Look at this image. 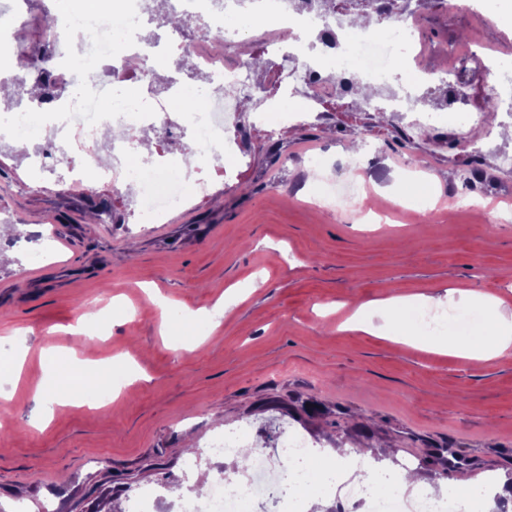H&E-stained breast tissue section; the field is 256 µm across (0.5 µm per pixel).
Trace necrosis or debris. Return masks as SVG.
Wrapping results in <instances>:
<instances>
[{
  "instance_id": "necrosis-or-debris-1",
  "label": "necrosis or debris",
  "mask_w": 512,
  "mask_h": 512,
  "mask_svg": "<svg viewBox=\"0 0 512 512\" xmlns=\"http://www.w3.org/2000/svg\"><path fill=\"white\" fill-rule=\"evenodd\" d=\"M169 11L206 19V33L193 50L192 68L205 74L204 89L209 98L204 108L191 113L171 110L166 99L180 94L175 82H168L163 93L148 91L145 105L131 106L125 112L108 111L103 103L100 83L89 79L77 97L54 96L46 112L45 142L32 155V161L61 171L70 187L87 188L88 174H95L113 190L135 186L147 220L161 221L167 210L187 199L193 187H206L205 179L190 181L188 173L177 163L154 158L140 161L130 157L127 140L113 139L106 151L98 149L101 128H147L166 138H175L185 128H192L196 150L193 170L200 172L212 164L234 157L229 137L237 119V102L250 89V66L238 52L234 34L224 29L225 14L249 6L253 11H267L273 22L255 28L254 37L271 50H279L287 34L294 29L313 28L315 14L292 9L289 0H165ZM124 19L122 31H115L109 16L93 14L97 38L89 48L104 64L107 76L119 77L126 71L129 59L142 64L143 74H151V62L177 38L176 29L158 25L155 35L142 39L138 30L145 20V0H117ZM414 32L404 23L390 25L384 35L359 33L349 44H336L329 49L323 71H309L304 76L309 100L315 101L337 92H346L358 78L374 84L393 79H408L418 85L419 75L410 70L414 49ZM404 318L423 336L469 335L473 318L463 312L451 314L429 312L419 307L406 309ZM252 429L242 425L215 436L206 446L212 457L234 455L237 449L251 448ZM245 474L221 471L213 475L203 494L181 500L179 512H258L267 494L282 485L291 492L283 502L282 512H305V489L312 485L313 474H320L328 491H339L350 501L367 504V512H458L455 494H420L408 497L396 487L372 488L369 482L346 480L348 471L361 469L358 455H350L345 465L326 467L312 452V444L300 431L288 430L282 437L276 455L251 448Z\"/></svg>"
}]
</instances>
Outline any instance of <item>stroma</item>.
<instances>
[{"mask_svg": "<svg viewBox=\"0 0 512 512\" xmlns=\"http://www.w3.org/2000/svg\"><path fill=\"white\" fill-rule=\"evenodd\" d=\"M456 0H400L416 38L432 36L420 72L447 63L449 42L487 51L512 41L503 0L480 24ZM0 0V24L15 26L28 53L49 52L43 20L86 14L84 0ZM248 99L279 98L287 68L321 66L323 46L289 61L251 47ZM494 78L476 82L465 109L484 136L465 139L453 121L420 131L418 115L380 120L358 94L331 95L308 111L304 85L293 96L305 117L284 128L241 112L233 132L238 163L210 173L207 194L168 213L136 221L138 198L90 181L74 193L52 170H29L32 144L0 136V224H23L15 258L0 267V357L27 358L0 408V512H110L146 489L157 512L203 493L218 467L202 449L216 433L242 424L276 453L284 430H302L332 461L343 446L373 466L449 482L430 464L455 444L465 470L512 475V356L465 359L437 338L400 328L395 313L369 312L345 327L357 303L391 296L444 295L463 287L490 294L512 319V140L499 138L500 115L486 111ZM318 166L317 184L307 171ZM433 188L429 207H400L405 182ZM358 185L389 214L374 223L354 207L313 203L323 190ZM106 203L109 216L89 221ZM49 237L54 256L40 250ZM193 314L182 337L167 334L164 306ZM94 308L93 338L73 334ZM53 345L69 359H107L129 381L114 402L90 407L69 399L42 419L35 383L40 354ZM198 466L187 471L188 458Z\"/></svg>", "mask_w": 512, "mask_h": 512, "instance_id": "35a3bbf8", "label": "stroma"}]
</instances>
